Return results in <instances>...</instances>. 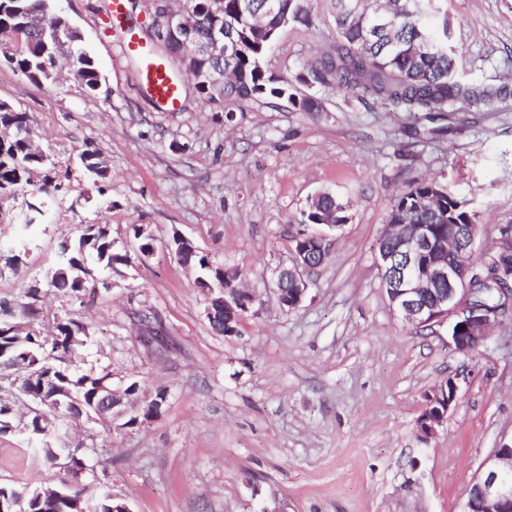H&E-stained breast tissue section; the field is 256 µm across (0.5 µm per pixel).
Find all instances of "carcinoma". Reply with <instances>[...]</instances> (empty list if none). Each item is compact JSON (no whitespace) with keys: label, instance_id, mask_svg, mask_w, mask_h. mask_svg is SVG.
I'll use <instances>...</instances> for the list:
<instances>
[{"label":"carcinoma","instance_id":"carcinoma-1","mask_svg":"<svg viewBox=\"0 0 512 512\" xmlns=\"http://www.w3.org/2000/svg\"><path fill=\"white\" fill-rule=\"evenodd\" d=\"M188 7L198 15L197 39L207 37L214 22L234 26L240 50L234 58L224 60V86L215 88L196 82L195 89L204 102L221 107L226 99L248 100L263 97L288 96L302 112H319L321 103L311 97L301 98L290 91V86L268 76L263 59L268 47L285 22L310 25V16L301 0H284L288 15L268 11L265 0H255L261 16L258 24L240 18V0H186ZM46 0H0V35L17 38L19 47L11 49L3 43L5 59L33 82L55 77L57 59L69 60L71 71L77 75L79 86L88 94L95 93L101 76L87 51L80 43L58 38L67 30V21L61 15L48 17L40 29L27 25L32 13H44ZM388 24L375 32L371 15L364 0H336V41L320 56L307 63L305 72L297 81L321 85L334 84L347 92L362 89L372 93L384 105L400 112L444 113L459 112L479 107L486 112L499 111V105L512 97L507 84H488L461 76L455 69V48L450 44L448 17H438L435 0H426L422 10L413 7L412 0H389ZM0 194L10 193L30 184L32 174L42 169L50 171L53 160L45 153L35 152L27 139L35 133L33 119L7 101L0 100ZM98 151L84 149L79 159L84 169L98 179L107 178V172L93 168ZM347 206L333 194L324 193L311 200L303 212L301 224H316L324 215L333 216L337 224L348 221ZM388 223L401 225L402 233L411 237L417 225H433L439 244L428 253L431 262L454 260L456 255L440 246L448 242L452 226L464 229L475 226V213L468 203L459 199L438 181L425 180L410 185L396 199ZM62 260L42 280L27 286L22 303L0 302V370L17 372V365L36 358L52 357L51 363L62 364L66 356L78 361L82 346L72 342L71 331L79 329L74 318L57 320L55 333L43 336L31 329L22 332L17 322L30 324L36 316L41 293L54 288L73 297L86 295L95 287L94 269L112 270L115 264H127L130 256L114 252L109 228L98 224L86 225L74 242L61 245ZM512 256V222L498 228L494 248L472 267L481 270L496 266ZM100 288L108 290L106 282ZM69 384L80 391L86 402L94 399L91 387L81 386V373L72 368L65 374ZM44 463L57 474L65 475L83 468L87 456L76 448L65 458L55 462L49 453L42 452ZM0 512H71L64 499L30 502L25 489L0 484Z\"/></svg>","mask_w":512,"mask_h":512}]
</instances>
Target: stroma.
<instances>
[{
    "label": "stroma",
    "instance_id": "stroma-1",
    "mask_svg": "<svg viewBox=\"0 0 512 512\" xmlns=\"http://www.w3.org/2000/svg\"><path fill=\"white\" fill-rule=\"evenodd\" d=\"M82 36L101 74L95 94L74 81L31 82L0 57V100L29 113L56 164L57 194L31 184L0 195V300L22 301L30 281L58 263L63 241L106 225L130 264L110 290L82 303L48 291L31 325L86 323L94 341L84 369L140 397L167 393L159 413L134 428L96 419L61 423L55 448L85 447L95 466L85 498L107 490L131 512H461L485 458L512 441V316L464 355L447 326L420 331L391 311L377 243L398 195L434 178L469 201L478 253L512 222V109L411 120L407 113L333 85L302 84L305 63L336 36L332 0H310V26L284 27L264 57L267 74L321 102L302 112L287 98L202 102L178 57L160 42L183 89L178 112L161 111L123 56L109 0H50ZM458 70L512 85V0H441ZM105 180L79 164L86 147ZM336 193L350 220L329 232L328 257L294 310L272 293L291 265L302 211ZM41 202L35 223L29 206ZM154 239L139 258L134 226ZM216 266L240 273L261 302L238 333H215L194 273L166 249L173 235ZM23 252V264L7 256ZM466 378L447 420L418 437L425 392ZM47 467L26 434H0V484L36 488Z\"/></svg>",
    "mask_w": 512,
    "mask_h": 512
}]
</instances>
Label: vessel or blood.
<instances>
[{
  "label": "vessel or blood",
  "instance_id": "b4317fda",
  "mask_svg": "<svg viewBox=\"0 0 512 512\" xmlns=\"http://www.w3.org/2000/svg\"><path fill=\"white\" fill-rule=\"evenodd\" d=\"M110 11L113 29L124 37L123 52L137 56L142 62L139 77L143 86L161 110L179 111L182 88L171 78L169 67L154 57L149 46L135 32L128 18L127 0H111Z\"/></svg>",
  "mask_w": 512,
  "mask_h": 512
}]
</instances>
